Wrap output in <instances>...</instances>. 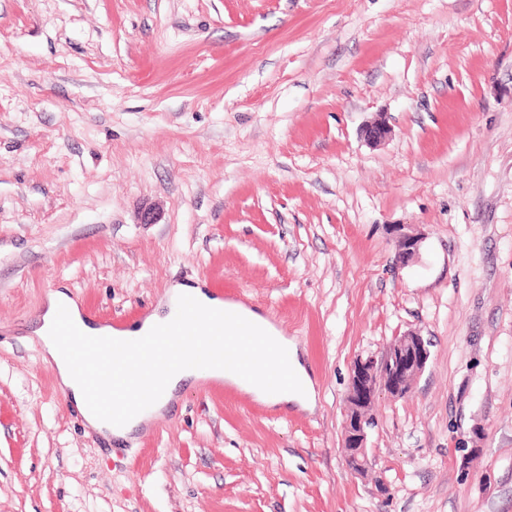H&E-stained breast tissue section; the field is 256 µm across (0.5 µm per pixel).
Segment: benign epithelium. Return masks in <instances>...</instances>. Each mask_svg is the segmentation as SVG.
Returning a JSON list of instances; mask_svg holds the SVG:
<instances>
[{"instance_id":"benign-epithelium-1","label":"benign epithelium","mask_w":512,"mask_h":512,"mask_svg":"<svg viewBox=\"0 0 512 512\" xmlns=\"http://www.w3.org/2000/svg\"><path fill=\"white\" fill-rule=\"evenodd\" d=\"M392 135L385 118L378 117L364 130L366 141L377 144ZM395 265L403 268L419 256L422 238L403 224L393 226ZM430 357L429 343L411 332L397 337L378 355L354 361L342 423L345 461L355 474L369 465L368 430L378 396L386 393L396 399L406 396L414 380L424 371Z\"/></svg>"}]
</instances>
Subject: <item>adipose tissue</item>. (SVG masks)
<instances>
[{"mask_svg": "<svg viewBox=\"0 0 512 512\" xmlns=\"http://www.w3.org/2000/svg\"><path fill=\"white\" fill-rule=\"evenodd\" d=\"M186 297L192 298L198 306L204 309L215 308L221 304L220 299L214 297L204 283L194 281L174 284L159 299L156 307L149 315L123 331V338L135 339L161 325L167 319L168 310L172 309L180 299ZM64 306L69 307L73 324L88 335H105L109 332L108 327L87 324L79 304L66 292L53 291L48 295L33 329L34 337L42 344L44 358L54 364L58 385L76 409L80 410L87 430L107 438H130L138 428L149 425V417L136 418L125 426L117 428L101 420L98 415L86 411L84 384L79 379L72 362L62 356L60 348L52 336L58 311ZM235 309L245 320L248 333L263 340L265 362H272L274 353L279 349L287 350L288 371L290 377L294 380L293 385L277 391H270L265 388L261 381L247 380L236 373L221 368L185 367L179 370L169 369L162 373L166 393L154 407V414H161L176 399L182 382L190 378L197 381L225 384L269 406L290 405L302 411L310 412L314 410L316 406L315 385L298 342L289 338L285 330L277 326L269 316L240 303L236 304Z\"/></svg>", "mask_w": 512, "mask_h": 512, "instance_id": "adipose-tissue-1", "label": "adipose tissue"}]
</instances>
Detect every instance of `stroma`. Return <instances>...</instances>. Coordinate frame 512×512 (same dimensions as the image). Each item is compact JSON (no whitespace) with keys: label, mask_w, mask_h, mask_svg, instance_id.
<instances>
[{"label":"stroma","mask_w":512,"mask_h":512,"mask_svg":"<svg viewBox=\"0 0 512 512\" xmlns=\"http://www.w3.org/2000/svg\"><path fill=\"white\" fill-rule=\"evenodd\" d=\"M197 279L296 338L314 412L188 381L87 431L50 289L134 321ZM410 331L353 475L351 366ZM0 512H512V0H0ZM404 224L393 226L392 233L395 238V265L399 268L408 266L419 256L422 238L413 233Z\"/></svg>","instance_id":"obj_1"}]
</instances>
